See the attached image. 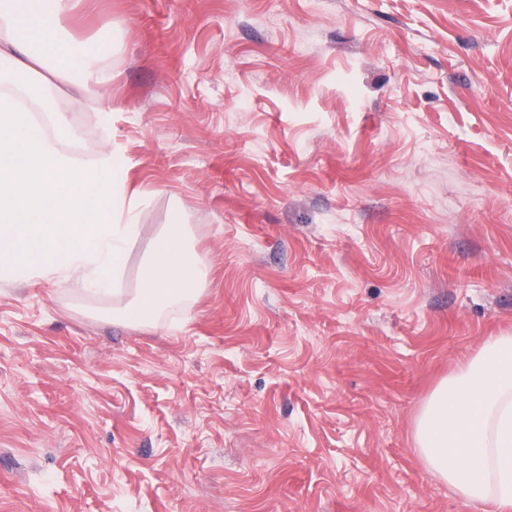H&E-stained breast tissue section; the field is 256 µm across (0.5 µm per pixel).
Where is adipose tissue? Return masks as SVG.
<instances>
[{
    "label": "adipose tissue",
    "instance_id": "1",
    "mask_svg": "<svg viewBox=\"0 0 512 512\" xmlns=\"http://www.w3.org/2000/svg\"><path fill=\"white\" fill-rule=\"evenodd\" d=\"M72 0H0V279L79 286L118 300L113 318L133 326L165 309L187 311L208 268L182 213L147 231L145 204L124 155L79 154L68 98L92 102L104 134L107 52L67 34ZM149 247L139 286L125 292V257ZM425 469L474 505L512 512V334L487 337L433 390L414 424Z\"/></svg>",
    "mask_w": 512,
    "mask_h": 512
}]
</instances>
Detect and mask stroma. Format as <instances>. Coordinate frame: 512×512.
<instances>
[{
    "label": "stroma",
    "mask_w": 512,
    "mask_h": 512,
    "mask_svg": "<svg viewBox=\"0 0 512 512\" xmlns=\"http://www.w3.org/2000/svg\"><path fill=\"white\" fill-rule=\"evenodd\" d=\"M210 283L138 328L0 281V512H485L413 426L512 332V0H73Z\"/></svg>",
    "instance_id": "obj_1"
}]
</instances>
